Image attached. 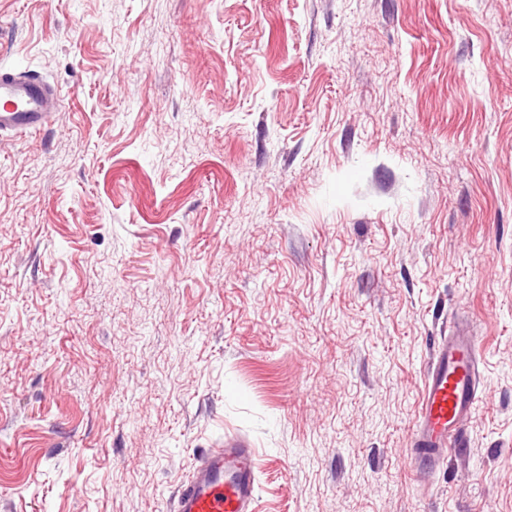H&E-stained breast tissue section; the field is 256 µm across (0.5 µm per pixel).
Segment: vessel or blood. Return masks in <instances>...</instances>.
<instances>
[{
  "mask_svg": "<svg viewBox=\"0 0 512 512\" xmlns=\"http://www.w3.org/2000/svg\"><path fill=\"white\" fill-rule=\"evenodd\" d=\"M61 100L41 76L0 67V134L30 133L50 124ZM479 346L454 323L433 350L409 448L413 471L428 479L467 445L468 422L480 397ZM254 450L238 439L205 449L180 484L174 512H257Z\"/></svg>",
  "mask_w": 512,
  "mask_h": 512,
  "instance_id": "1",
  "label": "vessel or blood"
}]
</instances>
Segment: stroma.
<instances>
[{
  "label": "stroma",
  "mask_w": 512,
  "mask_h": 512,
  "mask_svg": "<svg viewBox=\"0 0 512 512\" xmlns=\"http://www.w3.org/2000/svg\"><path fill=\"white\" fill-rule=\"evenodd\" d=\"M0 512H512V0H0ZM484 388L421 492L424 372ZM60 103L57 89L38 74L0 67V134L42 129ZM254 450L238 439L205 449L180 484L175 512H257Z\"/></svg>",
  "instance_id": "1"
}]
</instances>
